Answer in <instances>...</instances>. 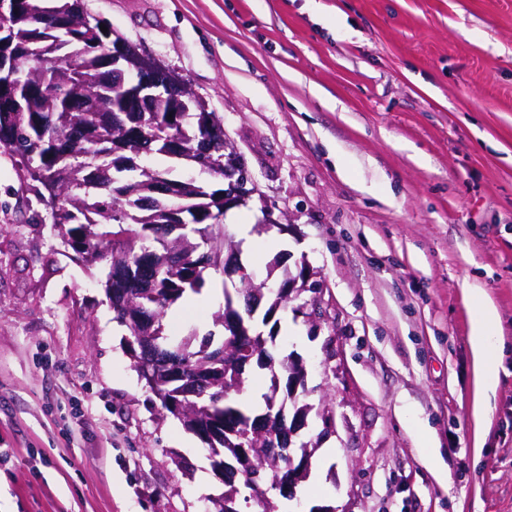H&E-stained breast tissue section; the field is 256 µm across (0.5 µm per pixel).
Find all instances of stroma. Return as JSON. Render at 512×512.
Instances as JSON below:
<instances>
[{"mask_svg":"<svg viewBox=\"0 0 512 512\" xmlns=\"http://www.w3.org/2000/svg\"><path fill=\"white\" fill-rule=\"evenodd\" d=\"M85 4L222 119L262 193L224 215L250 227L241 263L315 273L273 349L307 370L305 512H512V0ZM19 193L0 155V512H201L224 485L200 439L159 416L98 267ZM222 306L167 322L219 335ZM498 316L494 309L485 307L482 315L471 328V340L480 358L483 371L486 376L484 385L485 404L490 407V395L495 393L496 376L498 372V344L495 332Z\"/></svg>","mask_w":512,"mask_h":512,"instance_id":"stroma-1","label":"stroma"}]
</instances>
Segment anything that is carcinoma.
I'll return each instance as SVG.
<instances>
[{"label": "carcinoma", "mask_w": 512, "mask_h": 512, "mask_svg": "<svg viewBox=\"0 0 512 512\" xmlns=\"http://www.w3.org/2000/svg\"><path fill=\"white\" fill-rule=\"evenodd\" d=\"M102 24L84 0H21L0 56L17 60L34 80L23 95L21 111H10L0 99V153L11 161L20 185L33 191L43 206L42 227L48 236L87 265L106 262L105 295L112 320L130 333L127 349L135 370H140L143 341L179 352L182 377L159 370L153 383L146 384L161 412L173 414L172 401L187 403L182 414L173 415L195 434L200 428L212 429V438L204 442L207 458H237L248 445L241 434L254 418L249 408L229 401L241 387L232 389L226 382L198 391L193 387L226 370L229 358L243 345L228 329L218 338L211 332L199 340L192 331L174 338L166 324L168 310L201 294L209 272L223 268L236 253L224 235V189L201 179L203 174L224 178V162L186 160L178 176L172 166L150 162L152 156L170 159L164 140L146 142L147 149L136 159L112 133L114 116L129 126L145 120L179 137L185 153L207 137L215 146L213 156L222 158L224 124L202 99L188 112L172 113L166 101L155 103L151 112H112L123 98L121 87L109 78L111 45L127 38L110 27L102 32ZM40 174L51 175V180L43 181ZM279 268L274 287L261 291L267 305L262 324L270 326L267 344L279 332L277 312L291 302L278 287L295 277L276 260L266 267L263 281H271ZM278 367L286 375V397L294 411L305 413L307 405L298 404L290 389V381L306 373L305 365L290 353ZM279 390L280 381L270 376L264 413H276ZM255 474L267 483L277 471L254 458L229 491L249 490Z\"/></svg>", "instance_id": "obj_1"}]
</instances>
